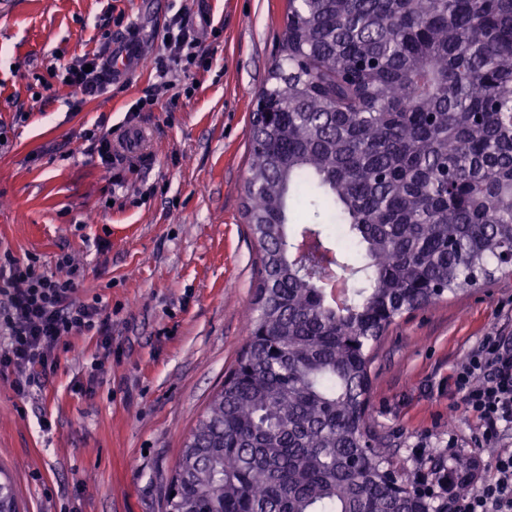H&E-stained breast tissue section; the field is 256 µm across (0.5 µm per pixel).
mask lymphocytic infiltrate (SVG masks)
Wrapping results in <instances>:
<instances>
[{"label":"lymphocytic infiltrate","mask_w":512,"mask_h":512,"mask_svg":"<svg viewBox=\"0 0 512 512\" xmlns=\"http://www.w3.org/2000/svg\"><path fill=\"white\" fill-rule=\"evenodd\" d=\"M164 52L155 59L164 75H190L207 69L209 54L202 45L198 23L190 13L175 15L162 34ZM61 80L75 87L82 101L101 95L112 82V54L98 52L65 65ZM80 270L71 267L67 277L41 271L36 257L23 259L11 252L0 254V374L13 377V390L24 397L59 367L58 351L74 336H98L102 348L96 360L104 367L112 356V316L98 299L77 295ZM454 387L465 410L478 421L475 439L494 449L490 474L478 476L479 464L462 459L449 446L448 468L425 478L426 487L448 500V512H512V448L501 447V437L512 430V345L491 333L457 366ZM469 494H460L461 486Z\"/></svg>","instance_id":"lymphocytic-infiltrate-1"}]
</instances>
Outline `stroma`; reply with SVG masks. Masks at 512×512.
<instances>
[{
	"label": "stroma",
	"mask_w": 512,
	"mask_h": 512,
	"mask_svg": "<svg viewBox=\"0 0 512 512\" xmlns=\"http://www.w3.org/2000/svg\"><path fill=\"white\" fill-rule=\"evenodd\" d=\"M287 0H0V250L58 273L79 265L78 294L112 312V360L72 338L44 389L15 396L0 374V465L23 512H165L164 488L196 418L248 338L256 247L243 217L250 114L276 54ZM223 25L191 97L161 95L138 124L155 161L108 173L80 135L124 134L129 107L159 85L154 59L178 13ZM122 25H105L108 17ZM138 33L141 66L72 111L53 76ZM512 340V276L405 315L372 362L370 418L399 476L417 485L456 438L490 462L450 376L483 336Z\"/></svg>",
	"instance_id": "35a3bbf8"
}]
</instances>
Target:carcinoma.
<instances>
[{"mask_svg": "<svg viewBox=\"0 0 512 512\" xmlns=\"http://www.w3.org/2000/svg\"><path fill=\"white\" fill-rule=\"evenodd\" d=\"M256 101L249 338L166 512H446L391 488L370 372L403 315L512 275V0H288Z\"/></svg>", "mask_w": 512, "mask_h": 512, "instance_id": "1", "label": "carcinoma"}]
</instances>
